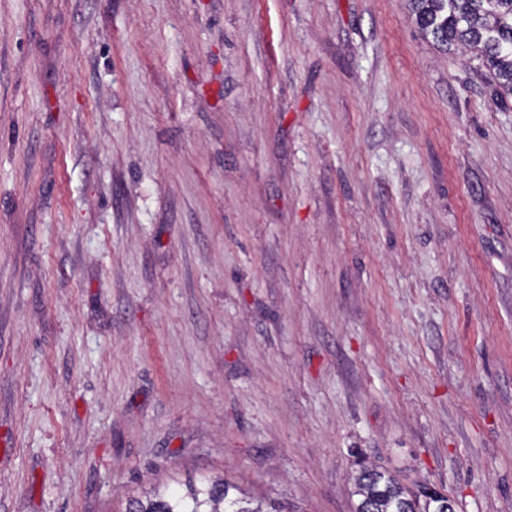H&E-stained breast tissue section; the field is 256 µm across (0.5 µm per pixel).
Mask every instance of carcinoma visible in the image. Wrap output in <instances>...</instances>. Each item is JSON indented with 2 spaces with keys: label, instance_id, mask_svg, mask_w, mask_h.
<instances>
[{
  "label": "carcinoma",
  "instance_id": "1",
  "mask_svg": "<svg viewBox=\"0 0 512 512\" xmlns=\"http://www.w3.org/2000/svg\"><path fill=\"white\" fill-rule=\"evenodd\" d=\"M421 33L447 49L462 46L482 63L492 83L512 95V0H408ZM354 512H454L447 496L400 484L373 465L355 476ZM281 512L247 495L221 476L189 480L180 490L142 491L127 497L123 512Z\"/></svg>",
  "mask_w": 512,
  "mask_h": 512
}]
</instances>
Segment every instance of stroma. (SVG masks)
<instances>
[{"mask_svg": "<svg viewBox=\"0 0 512 512\" xmlns=\"http://www.w3.org/2000/svg\"><path fill=\"white\" fill-rule=\"evenodd\" d=\"M363 463L512 512V99L406 0H0V512Z\"/></svg>", "mask_w": 512, "mask_h": 512, "instance_id": "stroma-1", "label": "stroma"}]
</instances>
